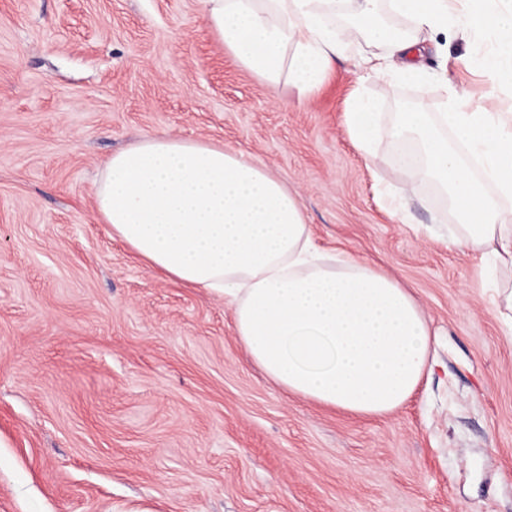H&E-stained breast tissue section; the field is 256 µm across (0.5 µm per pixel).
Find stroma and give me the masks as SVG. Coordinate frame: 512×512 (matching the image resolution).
<instances>
[{
	"mask_svg": "<svg viewBox=\"0 0 512 512\" xmlns=\"http://www.w3.org/2000/svg\"><path fill=\"white\" fill-rule=\"evenodd\" d=\"M422 85L336 60L303 95L241 65L202 0H0V512H512V321L491 273L448 239L421 177L369 160L350 98L386 121L468 87L466 41L417 34ZM166 132L266 165L298 195L316 247L385 271L438 336L398 409L362 416L289 394L239 344L233 311L173 283L98 218L105 160ZM406 189L408 220L383 192Z\"/></svg>",
	"mask_w": 512,
	"mask_h": 512,
	"instance_id": "stroma-1",
	"label": "stroma"
}]
</instances>
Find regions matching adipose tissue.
<instances>
[{"label":"adipose tissue","instance_id":"ef3b65f1","mask_svg":"<svg viewBox=\"0 0 512 512\" xmlns=\"http://www.w3.org/2000/svg\"><path fill=\"white\" fill-rule=\"evenodd\" d=\"M340 0H204L219 40L247 69L300 93L318 88L353 39L333 18ZM422 32L454 33L493 89H512V0H390ZM360 20L382 55L358 65L376 79L423 80L413 41L386 26L375 0ZM350 139L371 155L379 134L409 141L405 172L422 171L457 223L450 241L512 267V113L488 112L451 89L442 111L383 120L362 93L348 104ZM114 237L167 278L232 306L239 342L290 393L360 415H382L419 386L431 331L416 300L383 272L318 254L297 196L264 164L223 146L166 134L112 155L95 191Z\"/></svg>","mask_w":512,"mask_h":512}]
</instances>
